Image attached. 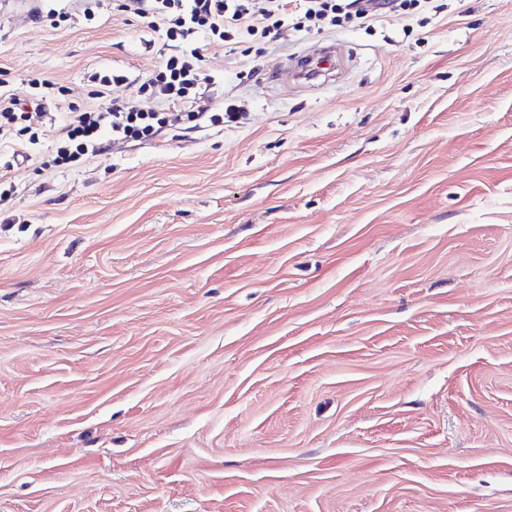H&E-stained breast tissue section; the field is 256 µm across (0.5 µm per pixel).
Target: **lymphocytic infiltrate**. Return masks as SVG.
I'll return each instance as SVG.
<instances>
[{"instance_id": "obj_1", "label": "lymphocytic infiltrate", "mask_w": 512, "mask_h": 512, "mask_svg": "<svg viewBox=\"0 0 512 512\" xmlns=\"http://www.w3.org/2000/svg\"><path fill=\"white\" fill-rule=\"evenodd\" d=\"M380 0H122L123 12L146 21L172 52L156 70L142 78L139 90L157 102L145 111L123 98L119 90L130 82L121 70L96 71L88 76L94 106L72 113L54 137L53 165H69L108 149L111 143L139 141L158 134L182 132L200 122L235 123L244 113L237 101L210 106L209 89L215 75L204 65L205 45L222 46L240 35L277 44L293 18L317 28L334 27L344 9H353L362 23L373 22ZM45 98L37 92L22 98L0 85V130L42 118Z\"/></svg>"}]
</instances>
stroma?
<instances>
[{
  "mask_svg": "<svg viewBox=\"0 0 512 512\" xmlns=\"http://www.w3.org/2000/svg\"><path fill=\"white\" fill-rule=\"evenodd\" d=\"M441 2L206 47L240 123L59 168L163 55L0 0V80L68 89L0 131V512H512V0Z\"/></svg>",
  "mask_w": 512,
  "mask_h": 512,
  "instance_id": "1",
  "label": "stroma"
}]
</instances>
